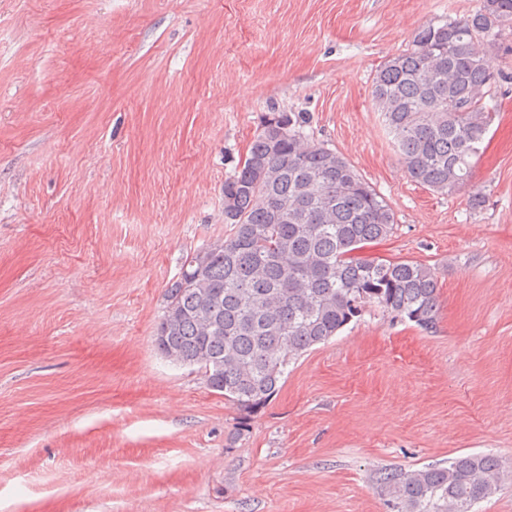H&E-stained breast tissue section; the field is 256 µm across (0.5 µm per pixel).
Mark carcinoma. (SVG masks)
Segmentation results:
<instances>
[{"label":"carcinoma","mask_w":512,"mask_h":512,"mask_svg":"<svg viewBox=\"0 0 512 512\" xmlns=\"http://www.w3.org/2000/svg\"><path fill=\"white\" fill-rule=\"evenodd\" d=\"M512 25V0H481L459 21L428 22L372 81L410 178L452 195L471 179L494 113L486 49ZM303 117L271 112L248 155L224 180L229 233L184 261L166 289L157 349L195 367L245 413L264 407L291 360L360 316L367 305L430 331L437 321L433 269L357 255L393 233L395 215L343 156L302 136ZM489 454L448 465L384 468L376 482L390 512H473L501 488Z\"/></svg>","instance_id":"cac0c4a2"}]
</instances>
